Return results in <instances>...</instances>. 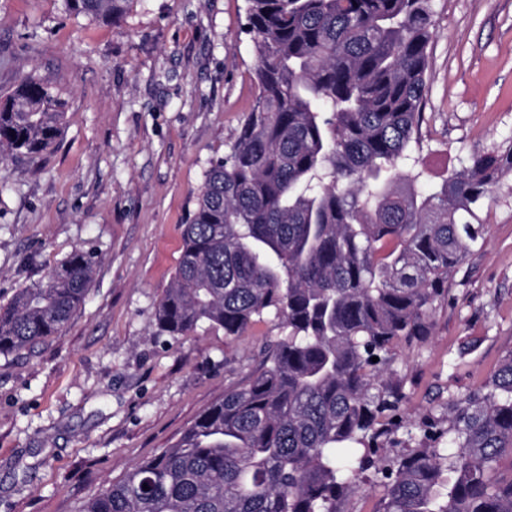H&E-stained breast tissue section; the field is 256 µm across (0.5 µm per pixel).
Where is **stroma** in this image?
<instances>
[{"instance_id": "stroma-1", "label": "stroma", "mask_w": 512, "mask_h": 512, "mask_svg": "<svg viewBox=\"0 0 512 512\" xmlns=\"http://www.w3.org/2000/svg\"><path fill=\"white\" fill-rule=\"evenodd\" d=\"M246 0H130L103 22L62 0H0V98L33 74L68 101L55 144L0 164V306L77 248L95 256L62 334L0 355V512H76L174 444L283 336L273 318L230 341L160 334L185 224L212 159L254 103ZM418 148L440 183L512 138V0H432ZM484 248L458 267L435 330L393 365L405 420L448 424V402L512 354V175Z\"/></svg>"}]
</instances>
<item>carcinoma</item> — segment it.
Listing matches in <instances>:
<instances>
[{"label": "carcinoma", "instance_id": "cac0c4a2", "mask_svg": "<svg viewBox=\"0 0 512 512\" xmlns=\"http://www.w3.org/2000/svg\"><path fill=\"white\" fill-rule=\"evenodd\" d=\"M128 2L63 5L116 21ZM432 16V0H247L257 98L205 175L156 324L184 336L206 323L233 340L272 316L288 335L172 447L78 512H336L404 427L405 394L384 375L399 343L432 334L512 174L511 141L419 187ZM66 106L53 84L21 78L0 101V163L48 150ZM92 272L78 249L19 290L0 307V354L61 334ZM448 406V427L419 425L426 447L376 466L377 512H512V476L498 470L512 456V354Z\"/></svg>", "mask_w": 512, "mask_h": 512}]
</instances>
